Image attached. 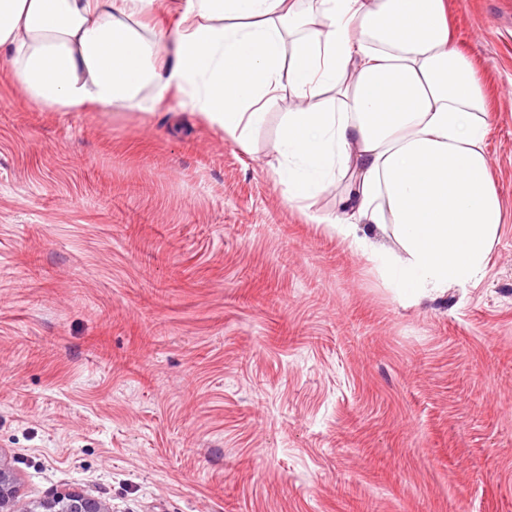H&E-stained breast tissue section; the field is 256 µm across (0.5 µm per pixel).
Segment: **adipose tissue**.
Returning a JSON list of instances; mask_svg holds the SVG:
<instances>
[{"label": "adipose tissue", "instance_id": "1", "mask_svg": "<svg viewBox=\"0 0 512 512\" xmlns=\"http://www.w3.org/2000/svg\"><path fill=\"white\" fill-rule=\"evenodd\" d=\"M299 2L174 0L156 29L159 0H0V55L41 108L149 112L176 94L234 140L288 93L272 170L289 201L343 183L326 228L405 295L479 281L505 215L488 94L448 0ZM388 224L403 256L372 240Z\"/></svg>", "mask_w": 512, "mask_h": 512}]
</instances>
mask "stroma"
Instances as JSON below:
<instances>
[{
	"label": "stroma",
	"instance_id": "stroma-1",
	"mask_svg": "<svg viewBox=\"0 0 512 512\" xmlns=\"http://www.w3.org/2000/svg\"><path fill=\"white\" fill-rule=\"evenodd\" d=\"M506 222L413 300L290 203L288 95L237 142L171 97L51 112L0 58V452L17 508L512 512V0H449ZM102 501L79 492L54 495L40 500L28 512H109Z\"/></svg>",
	"mask_w": 512,
	"mask_h": 512
}]
</instances>
